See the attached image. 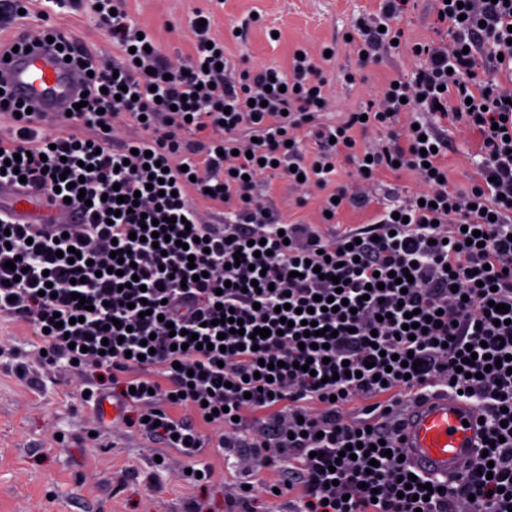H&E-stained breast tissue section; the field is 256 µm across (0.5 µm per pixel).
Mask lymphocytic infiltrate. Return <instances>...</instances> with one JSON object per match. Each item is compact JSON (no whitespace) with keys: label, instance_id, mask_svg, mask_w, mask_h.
Listing matches in <instances>:
<instances>
[{"label":"lymphocytic infiltrate","instance_id":"1","mask_svg":"<svg viewBox=\"0 0 512 512\" xmlns=\"http://www.w3.org/2000/svg\"><path fill=\"white\" fill-rule=\"evenodd\" d=\"M409 2L378 0L348 45L370 63L408 54L414 68L333 126L320 120L334 96L325 55L246 68L204 25L174 62L111 0L98 3L118 61L62 43L91 73L71 118L94 137H42L33 114L4 108L14 121L0 186L69 201L73 221L18 224L0 208V313L26 323L47 360L103 372L123 423L153 442L275 472L293 512H512V0H431L433 36L420 40L401 25ZM120 112L166 130L117 142ZM448 120L482 158L462 186L443 163ZM400 170L415 175L418 195L374 205L357 193ZM282 178L301 190L298 206L315 189L322 210L370 206L373 217L324 237L258 199V183ZM204 195L223 223H203L194 199ZM166 217L174 228L152 246L143 221ZM474 230L483 245L468 243ZM116 249L124 259L111 258ZM406 274L414 281L400 286ZM329 297L337 312L323 311ZM225 309L244 334L220 324ZM308 321L321 336L305 337ZM257 328L269 337L253 338ZM437 388L484 409L492 445L454 482L421 474L408 487L394 408ZM355 398L360 416L349 421L343 407ZM207 421L227 434L205 441ZM357 443L369 455L345 456Z\"/></svg>","mask_w":512,"mask_h":512}]
</instances>
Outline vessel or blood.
Returning a JSON list of instances; mask_svg holds the SVG:
<instances>
[{
  "label": "vessel or blood",
  "instance_id": "obj_1",
  "mask_svg": "<svg viewBox=\"0 0 512 512\" xmlns=\"http://www.w3.org/2000/svg\"><path fill=\"white\" fill-rule=\"evenodd\" d=\"M1 81L37 115H65L82 89L64 55L42 45L7 58L0 56ZM44 205L43 199L17 193L13 216L18 223H28L33 210ZM481 415L478 406L461 402L448 392H422L403 420L401 446L407 461L433 476L461 474L483 446Z\"/></svg>",
  "mask_w": 512,
  "mask_h": 512
}]
</instances>
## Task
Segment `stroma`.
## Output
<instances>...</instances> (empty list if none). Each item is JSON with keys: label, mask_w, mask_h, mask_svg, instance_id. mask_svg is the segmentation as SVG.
<instances>
[{"label": "stroma", "mask_w": 512, "mask_h": 512, "mask_svg": "<svg viewBox=\"0 0 512 512\" xmlns=\"http://www.w3.org/2000/svg\"><path fill=\"white\" fill-rule=\"evenodd\" d=\"M94 3L32 0L31 14L23 20L0 11V39L21 28L38 32L48 19L93 54L111 60L112 42ZM375 7L374 0H127L130 17L158 31L162 51L172 56L191 53L199 15L211 19V36L225 39L237 20L258 14L247 42L225 40L227 51L248 68L281 66L296 48L316 53L323 43L336 41V56L327 65L336 82L335 121L408 64L394 56L361 69L342 44L352 22ZM273 28L280 30V40L270 39ZM350 71L357 75L352 84L344 80ZM35 352L25 327L0 316V512H183L191 497L204 512H224V497L233 492L239 474L223 458H210V483L189 486L180 478L187 459L101 417L82 399L86 372L63 360L38 363ZM161 454L166 460L160 467Z\"/></svg>", "instance_id": "35a3bbf8"}]
</instances>
